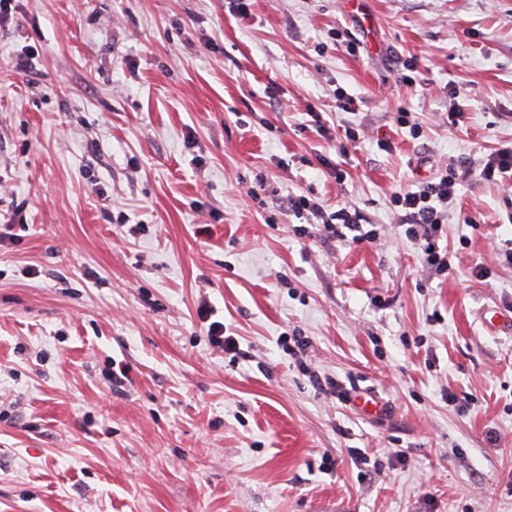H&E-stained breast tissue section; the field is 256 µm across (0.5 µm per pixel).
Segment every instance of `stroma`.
Segmentation results:
<instances>
[{
    "label": "stroma",
    "mask_w": 512,
    "mask_h": 512,
    "mask_svg": "<svg viewBox=\"0 0 512 512\" xmlns=\"http://www.w3.org/2000/svg\"><path fill=\"white\" fill-rule=\"evenodd\" d=\"M230 2L0 25V512H512V185L460 186L443 274L390 203L512 140V0ZM291 206L298 215L307 212L310 224H320L328 237L346 238L342 228L350 232H357L351 238L353 243L372 242L376 238L374 230L363 231L360 222L363 221L356 213H351L346 208H340L333 212H328L318 201L309 198L306 195L291 197Z\"/></svg>",
    "instance_id": "1"
}]
</instances>
